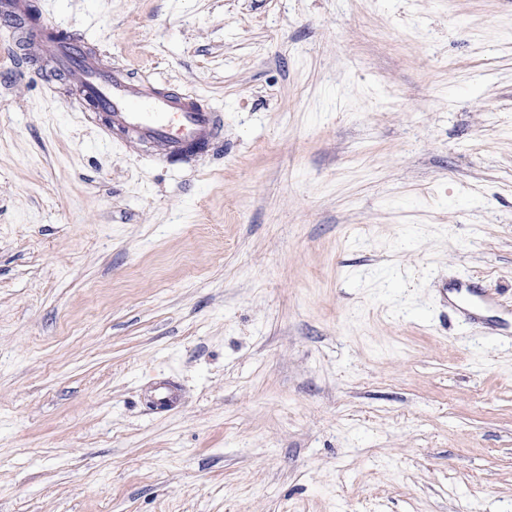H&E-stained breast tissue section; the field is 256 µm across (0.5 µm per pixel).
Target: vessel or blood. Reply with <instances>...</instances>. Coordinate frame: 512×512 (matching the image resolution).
<instances>
[{
	"instance_id": "1",
	"label": "vessel or blood",
	"mask_w": 512,
	"mask_h": 512,
	"mask_svg": "<svg viewBox=\"0 0 512 512\" xmlns=\"http://www.w3.org/2000/svg\"><path fill=\"white\" fill-rule=\"evenodd\" d=\"M27 58L76 72L82 105L98 118L105 134L121 133L179 161L220 144L224 118L208 102L136 80L127 70L103 63L84 35L61 28L52 17H44L33 33ZM448 303L464 319L482 320L502 335H512V308L483 288L479 278L449 284Z\"/></svg>"
}]
</instances>
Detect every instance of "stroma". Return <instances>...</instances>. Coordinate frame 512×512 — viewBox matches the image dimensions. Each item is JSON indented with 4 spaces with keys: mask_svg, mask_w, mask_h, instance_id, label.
Masks as SVG:
<instances>
[{
    "mask_svg": "<svg viewBox=\"0 0 512 512\" xmlns=\"http://www.w3.org/2000/svg\"><path fill=\"white\" fill-rule=\"evenodd\" d=\"M30 3L224 147L0 26V512H512V342L439 300L512 304V0ZM27 50L28 62L47 60L76 72L82 105L106 135L119 132L149 143L172 161L219 148L221 112L202 98L136 80L126 69L104 64L84 35L61 28L51 16L42 19Z\"/></svg>",
    "mask_w": 512,
    "mask_h": 512,
    "instance_id": "35a3bbf8",
    "label": "stroma"
}]
</instances>
